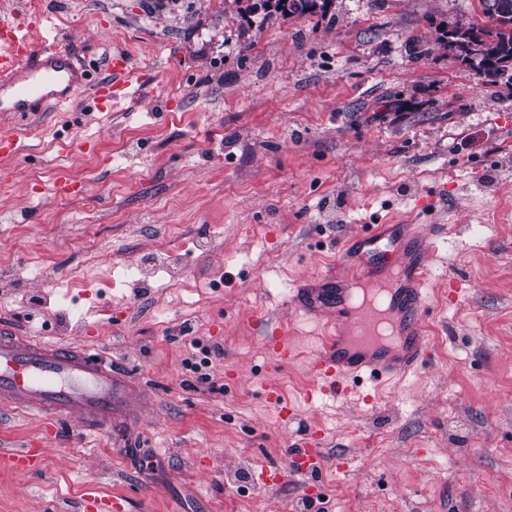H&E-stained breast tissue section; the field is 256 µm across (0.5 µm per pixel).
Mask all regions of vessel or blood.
Instances as JSON below:
<instances>
[{
    "label": "vessel or blood",
    "instance_id": "1",
    "mask_svg": "<svg viewBox=\"0 0 512 512\" xmlns=\"http://www.w3.org/2000/svg\"><path fill=\"white\" fill-rule=\"evenodd\" d=\"M103 78L89 80L75 68L65 46L52 41L32 47L22 23L0 24V113L41 111L50 100L64 104L72 92L90 90L99 109L111 110L132 98L144 74L115 51L104 60ZM448 234L444 224H366L343 239L325 273L293 288L290 304L302 316L321 322L323 335L301 355L283 324L261 317L263 343L275 363L306 358L315 392L348 396L352 383L374 386L407 375L430 358L425 316L429 263ZM132 390L111 362L86 347L34 339L0 325V405L41 415L48 422L74 419L87 430L111 431L114 410ZM44 450L32 444L0 452V469L25 474L41 467ZM322 455L307 438L289 453V471L317 473ZM82 512H124L115 499L88 490Z\"/></svg>",
    "mask_w": 512,
    "mask_h": 512
}]
</instances>
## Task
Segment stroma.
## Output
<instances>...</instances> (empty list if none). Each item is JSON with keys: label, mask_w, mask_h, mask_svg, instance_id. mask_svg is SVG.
<instances>
[{"label": "stroma", "mask_w": 512, "mask_h": 512, "mask_svg": "<svg viewBox=\"0 0 512 512\" xmlns=\"http://www.w3.org/2000/svg\"><path fill=\"white\" fill-rule=\"evenodd\" d=\"M331 12L247 22L224 0H0V19L44 16L30 40L55 35L76 66L121 50L156 76L118 112L81 90L8 121L20 150L0 164V322L98 349L137 397L108 436L72 425L47 440L37 415L0 411V451L45 448L41 470L0 471V512H77L90 487L128 512H512V85L434 42L483 21L478 0ZM65 175L83 195L56 194ZM364 224L453 227L431 260V359L373 409L309 403L305 361L273 367L253 316L309 351L322 329L291 291ZM201 236L206 251L187 248ZM135 261L148 277L120 281ZM452 279L468 285L454 305ZM214 344L199 379L185 361ZM312 429L324 466L308 509L287 466ZM272 466L287 471L276 490L257 482Z\"/></svg>", "instance_id": "35a3bbf8"}]
</instances>
